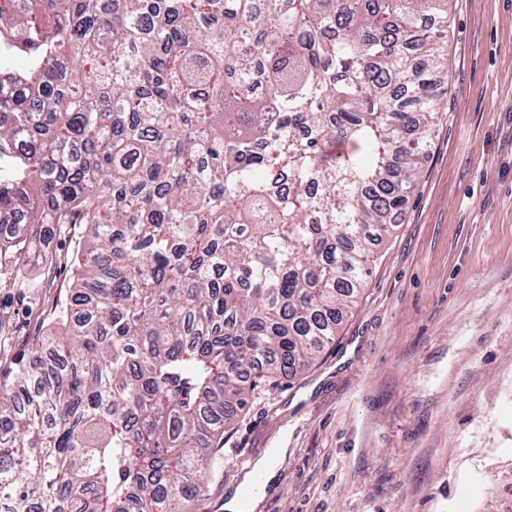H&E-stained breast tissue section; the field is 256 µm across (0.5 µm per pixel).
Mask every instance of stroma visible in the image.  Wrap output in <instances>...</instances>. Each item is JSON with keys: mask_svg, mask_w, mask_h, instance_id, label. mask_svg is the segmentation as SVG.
Returning <instances> with one entry per match:
<instances>
[{"mask_svg": "<svg viewBox=\"0 0 512 512\" xmlns=\"http://www.w3.org/2000/svg\"><path fill=\"white\" fill-rule=\"evenodd\" d=\"M448 14V96L405 215L335 341L250 395L191 512H225L271 448L256 512H512V0ZM83 231L0 279V370L67 296Z\"/></svg>", "mask_w": 512, "mask_h": 512, "instance_id": "1", "label": "stroma"}]
</instances>
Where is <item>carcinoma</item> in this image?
<instances>
[{"mask_svg":"<svg viewBox=\"0 0 512 512\" xmlns=\"http://www.w3.org/2000/svg\"><path fill=\"white\" fill-rule=\"evenodd\" d=\"M449 0H25L0 20V226L88 229L0 371L5 512H190L256 388L307 370L407 210ZM352 144L336 152L341 142ZM24 262L27 238L0 231Z\"/></svg>","mask_w":512,"mask_h":512,"instance_id":"obj_1","label":"carcinoma"}]
</instances>
